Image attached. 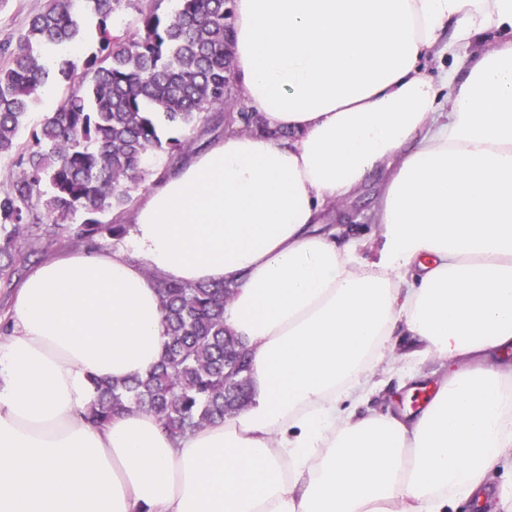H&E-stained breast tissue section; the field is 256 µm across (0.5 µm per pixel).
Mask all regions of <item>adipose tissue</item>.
Segmentation results:
<instances>
[{
  "mask_svg": "<svg viewBox=\"0 0 512 512\" xmlns=\"http://www.w3.org/2000/svg\"><path fill=\"white\" fill-rule=\"evenodd\" d=\"M228 132L144 196L107 254L16 286L0 342V512H512V0H235ZM490 40L426 76L429 56ZM378 238L323 229L376 174ZM226 283L250 403L172 437L96 425L93 379L166 341L158 278ZM448 362L427 403L358 414L399 330Z\"/></svg>",
  "mask_w": 512,
  "mask_h": 512,
  "instance_id": "1",
  "label": "adipose tissue"
}]
</instances>
